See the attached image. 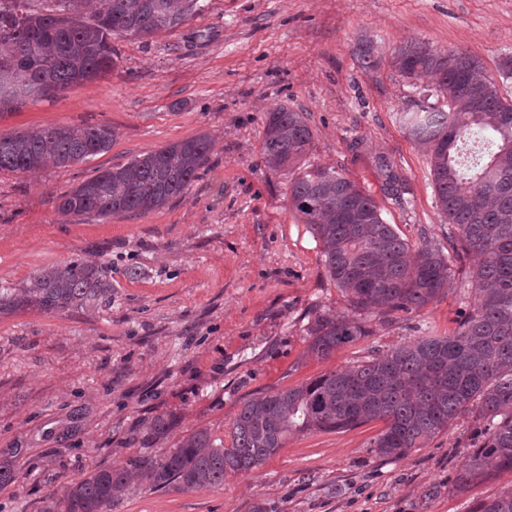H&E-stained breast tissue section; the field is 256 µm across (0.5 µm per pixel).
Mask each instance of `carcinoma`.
<instances>
[{
    "label": "carcinoma",
    "mask_w": 512,
    "mask_h": 512,
    "mask_svg": "<svg viewBox=\"0 0 512 512\" xmlns=\"http://www.w3.org/2000/svg\"><path fill=\"white\" fill-rule=\"evenodd\" d=\"M50 2V10L34 13L26 0H0V108L58 97L97 79L115 64L112 38H148L202 8L200 0ZM391 64L407 79L434 78L417 110L401 118L430 156L442 218L453 228L448 253L427 242L412 248L383 220L372 195L336 169L292 174L291 206L319 241L329 276L355 312L317 315L307 352L326 359L369 335L370 314L409 313L437 300L462 255L478 259L473 311L451 336H422L351 369L251 398L232 421L229 448L201 428L160 459L96 469L67 487L60 512H108L134 480L151 490L220 485L229 472L257 467L292 434L372 420L385 423L373 447L400 459L471 414L485 424L486 440L464 457L456 489L512 471V99L464 51L410 43ZM471 135L484 136L490 149L463 167L458 147ZM113 138L108 126L84 125L1 134L0 171L72 166L105 152ZM311 147L304 113L286 107L268 113L261 145L268 168L290 169ZM210 152L202 134L140 155L82 181L59 198L58 211L146 215L183 194ZM378 164L387 193L405 194L397 168L382 157ZM110 298L112 268L76 257L36 270L20 288L1 285L0 314L24 307L89 310ZM476 512H512V492L481 501Z\"/></svg>",
    "instance_id": "obj_1"
}]
</instances>
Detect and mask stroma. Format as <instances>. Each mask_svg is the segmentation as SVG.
<instances>
[{
	"label": "stroma",
	"mask_w": 512,
	"mask_h": 512,
	"mask_svg": "<svg viewBox=\"0 0 512 512\" xmlns=\"http://www.w3.org/2000/svg\"><path fill=\"white\" fill-rule=\"evenodd\" d=\"M175 29L112 41L111 72L61 96L0 112V133L69 125L114 129L85 162L0 172V284L83 257L112 268V299L95 311L21 308L0 315V512H47L95 468L157 459L189 433L229 439L256 394L356 366L421 336H448L473 309V259L447 293L408 314H372L370 336L331 357L308 356L316 315L350 313L320 245L288 199V171L261 155L268 112L304 113L307 164L333 167L370 193L412 247H448L429 155L400 122L419 91L392 66L419 42L475 56L503 97L512 79V0H203ZM375 62L364 68L361 49ZM209 134V162L188 191L143 216H65L61 195L99 172L173 142ZM386 156L409 192L389 196ZM171 420L161 438L149 429ZM373 420L310 432L246 473L192 491L132 484L111 512H473L512 491V472L453 487L485 439L458 417L402 459L379 456Z\"/></svg>",
	"instance_id": "35a3bbf8"
}]
</instances>
